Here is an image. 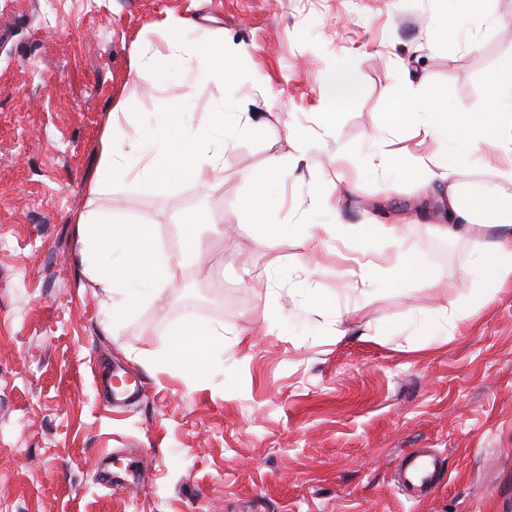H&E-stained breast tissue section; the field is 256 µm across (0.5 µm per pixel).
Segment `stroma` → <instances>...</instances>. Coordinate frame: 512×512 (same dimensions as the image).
Wrapping results in <instances>:
<instances>
[{
	"label": "stroma",
	"mask_w": 512,
	"mask_h": 512,
	"mask_svg": "<svg viewBox=\"0 0 512 512\" xmlns=\"http://www.w3.org/2000/svg\"><path fill=\"white\" fill-rule=\"evenodd\" d=\"M437 0H0V512H512V280L477 305L467 238L413 178L390 183L365 154L390 106L418 88L449 109L483 112L512 65V0L488 20L444 33ZM190 19L191 44L241 48L234 82H194L168 47V18ZM155 64L135 69L134 44ZM346 69L354 96L326 102L327 69ZM261 114L217 168L145 189L114 181L98 196L104 130L152 133L164 113L200 119L218 103ZM337 112L324 129L321 112ZM319 152L299 159L287 128ZM344 155H337V147ZM415 163L473 186L495 171ZM280 170L256 244L246 212L252 180ZM330 208L310 210L311 193ZM146 224L172 256V224H211L204 262H185L160 296L131 301L119 323L87 272L79 214ZM395 224L416 241L407 279L380 270L376 293L341 242L306 224ZM458 313L447 336L429 309ZM223 326L204 379L164 360L186 317ZM348 333L335 338L337 322ZM258 329L252 342L238 338ZM138 371L137 400L106 403L100 380ZM437 452L435 492L396 488L405 456ZM112 468L122 484L98 483Z\"/></svg>",
	"instance_id": "stroma-1"
}]
</instances>
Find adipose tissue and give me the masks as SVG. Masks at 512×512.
<instances>
[{"label": "adipose tissue", "instance_id": "obj_1", "mask_svg": "<svg viewBox=\"0 0 512 512\" xmlns=\"http://www.w3.org/2000/svg\"><path fill=\"white\" fill-rule=\"evenodd\" d=\"M196 64L186 65L193 81L224 83L237 71L234 54L223 44L206 43L195 52ZM259 121L243 117L232 105L207 113L195 134H186L180 115L163 118L151 134L137 135L129 150L117 146L111 131H104L100 143L101 168L104 176L88 187L90 195L106 187L105 175L133 177L145 188H154L167 180L195 176L204 167L219 164L227 142L238 133L259 128ZM384 128L407 130L409 142L396 150L380 154L379 165L388 176L401 179L415 177L424 193L434 190L438 178L427 167H412L406 160L413 149L434 144L456 154L469 164L483 163V145L497 152L501 173L512 178V67L493 81L491 106L481 113L451 112L441 101L406 99L394 111L385 113ZM504 194L495 182L479 185L475 195L464 194L460 184L449 183L440 204L448 216L444 231L464 234L472 242L467 271L479 279L483 295H491L512 278V207L501 204ZM84 252L98 254L90 273L106 293L137 291L147 295L161 284L177 279L179 266L166 258L155 245L145 224L109 223L82 214L76 219ZM387 233L395 237L396 249L390 258L394 270L405 274L414 267L416 247L398 238L396 227L381 224H311L307 234L324 235L345 241L364 239L367 232ZM223 327H201L193 318L173 331L166 351L167 358L183 365L194 374H202L204 351L197 338L207 335L221 338Z\"/></svg>", "mask_w": 512, "mask_h": 512}]
</instances>
